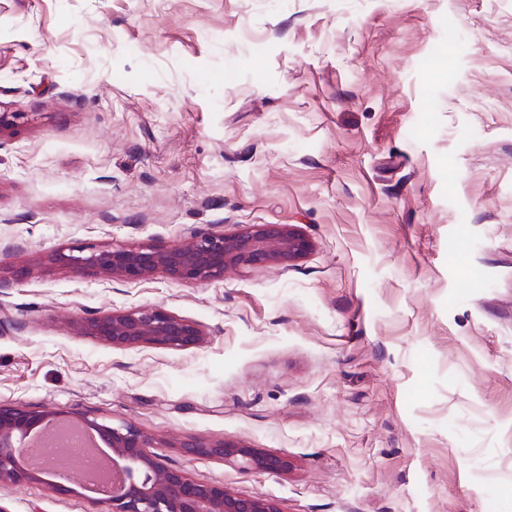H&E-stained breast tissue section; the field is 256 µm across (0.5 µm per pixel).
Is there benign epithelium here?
<instances>
[{"label":"benign epithelium","instance_id":"benign-epithelium-1","mask_svg":"<svg viewBox=\"0 0 512 512\" xmlns=\"http://www.w3.org/2000/svg\"><path fill=\"white\" fill-rule=\"evenodd\" d=\"M24 117L22 112H1L0 138ZM309 249L310 242L288 224H253L233 234L190 229L175 246L114 244L88 253L58 251L48 261L72 273L94 270L126 282L157 273L179 282H209L223 278L228 268L288 263ZM80 329L116 349L149 345L185 350L197 346L203 336L196 323L154 306L89 318ZM53 423L52 414L45 411L0 405V485L38 480L21 464L20 452ZM77 424L96 433L112 452V489L98 501L115 506V512H280L272 502L201 484L167 467L153 452L157 441L131 425L114 427L85 415ZM178 447L191 455L238 458L248 469L288 468L282 457L261 455L235 443L187 438Z\"/></svg>","mask_w":512,"mask_h":512}]
</instances>
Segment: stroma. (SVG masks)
Returning a JSON list of instances; mask_svg holds the SVG:
<instances>
[{"label":"stroma","mask_w":512,"mask_h":512,"mask_svg":"<svg viewBox=\"0 0 512 512\" xmlns=\"http://www.w3.org/2000/svg\"><path fill=\"white\" fill-rule=\"evenodd\" d=\"M0 110V402L281 512H512V0H0ZM249 224L311 248L206 283L48 262ZM144 306L202 342L79 331ZM0 506L110 512L74 475ZM176 448H182L185 453L191 455H207L222 459L240 458L244 468L248 469L280 471L288 467L285 458L261 455L251 448L224 441L206 443L187 438L179 442Z\"/></svg>","instance_id":"35a3bbf8"}]
</instances>
